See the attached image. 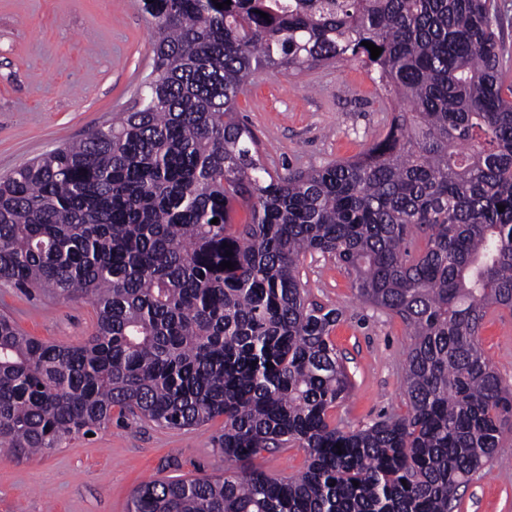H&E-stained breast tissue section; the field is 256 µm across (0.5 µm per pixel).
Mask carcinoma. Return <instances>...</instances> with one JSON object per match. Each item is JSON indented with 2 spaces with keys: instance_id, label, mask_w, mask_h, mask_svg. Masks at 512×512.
Listing matches in <instances>:
<instances>
[{
  "instance_id": "carcinoma-1",
  "label": "carcinoma",
  "mask_w": 512,
  "mask_h": 512,
  "mask_svg": "<svg viewBox=\"0 0 512 512\" xmlns=\"http://www.w3.org/2000/svg\"><path fill=\"white\" fill-rule=\"evenodd\" d=\"M217 2L145 0L155 40L135 110L0 177V280L97 310L78 345L0 315V454L58 448L116 407L186 430L222 418L224 473L149 480L129 512H454L512 421V385L477 343L489 310L512 311L504 10ZM336 62L411 110L352 158L270 173L238 95ZM308 253L410 328L407 414L353 431L332 419L351 389L331 340L341 311L307 299ZM290 442L308 455L300 478L255 463Z\"/></svg>"
}]
</instances>
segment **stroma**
I'll return each mask as SVG.
<instances>
[{"label":"stroma","instance_id":"stroma-1","mask_svg":"<svg viewBox=\"0 0 512 512\" xmlns=\"http://www.w3.org/2000/svg\"><path fill=\"white\" fill-rule=\"evenodd\" d=\"M153 29L140 0H0V175L128 112L150 72ZM380 92L358 63L289 76L260 75L237 100L271 172L308 170L363 151L388 129ZM298 277L309 301L342 312L332 339L353 389L336 409L347 430L407 411L403 367L411 339L393 313L359 300L334 258L306 255ZM46 342L83 343L96 313L0 282V313ZM479 346L512 384V312L485 318ZM215 421L178 430L113 414L94 436H75L23 461L0 457V512H128L142 482L218 475ZM503 447L460 491L455 512H512V428Z\"/></svg>","mask_w":512,"mask_h":512}]
</instances>
